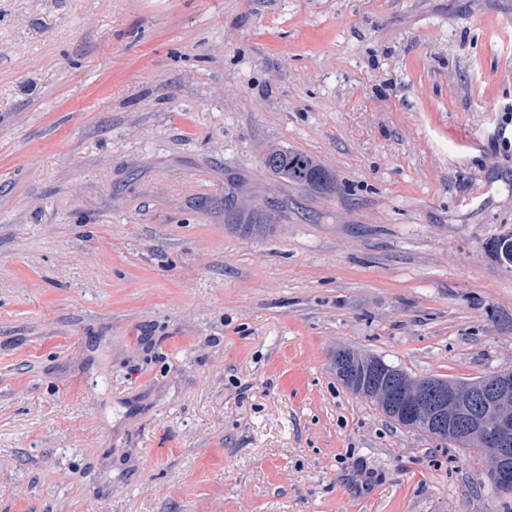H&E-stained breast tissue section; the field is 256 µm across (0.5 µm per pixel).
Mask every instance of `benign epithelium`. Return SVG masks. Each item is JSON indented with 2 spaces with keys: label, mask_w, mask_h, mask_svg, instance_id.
Masks as SVG:
<instances>
[{
  "label": "benign epithelium",
  "mask_w": 512,
  "mask_h": 512,
  "mask_svg": "<svg viewBox=\"0 0 512 512\" xmlns=\"http://www.w3.org/2000/svg\"><path fill=\"white\" fill-rule=\"evenodd\" d=\"M371 385L383 390L392 416L425 432L448 435V440L463 446L485 431L494 436L490 449L488 479L497 485L512 484V415L501 414L488 424L482 409L507 401L512 395V374L499 378L475 394L462 395L453 388L439 387L426 379H417L407 394L398 389L397 376L385 365L371 367Z\"/></svg>",
  "instance_id": "1"
}]
</instances>
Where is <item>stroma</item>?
I'll list each match as a JSON object with an SVG mask.
<instances>
[{"label":"stroma","mask_w":512,"mask_h":512,"mask_svg":"<svg viewBox=\"0 0 512 512\" xmlns=\"http://www.w3.org/2000/svg\"><path fill=\"white\" fill-rule=\"evenodd\" d=\"M510 232L512 0H0V512H512L331 367H512ZM263 167L284 181L312 189H328L331 173L312 156L288 149L272 148L262 160ZM273 205L266 202L252 207H238L231 204L226 210L225 222L243 236L264 235L270 225Z\"/></svg>","instance_id":"35a3bbf8"}]
</instances>
